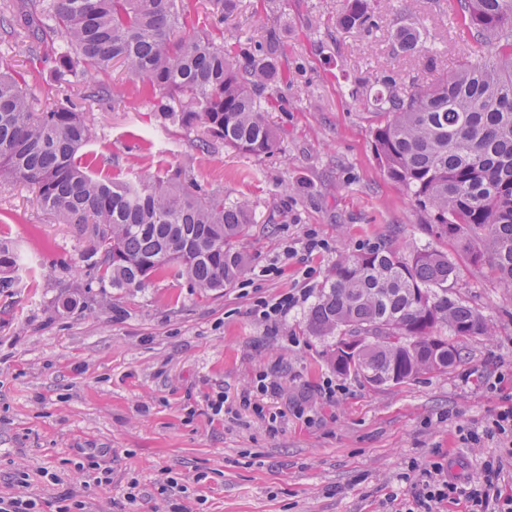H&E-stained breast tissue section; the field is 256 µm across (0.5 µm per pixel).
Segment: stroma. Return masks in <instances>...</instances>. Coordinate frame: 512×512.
Wrapping results in <instances>:
<instances>
[{"label": "stroma", "instance_id": "1", "mask_svg": "<svg viewBox=\"0 0 512 512\" xmlns=\"http://www.w3.org/2000/svg\"><path fill=\"white\" fill-rule=\"evenodd\" d=\"M346 5L241 0L226 19L227 42L276 40L288 72L266 114L277 148L260 157L160 126L121 68L104 79L118 94L93 98L94 79L58 83L50 63L0 34V63L28 72L36 108L67 99L85 112L91 149L114 176L149 181L182 168L203 193L248 200L255 219L240 244L247 271L223 290L162 278L101 288L83 259L90 230L41 209L32 188L0 183V239L26 261L19 287L0 291V497L24 493L40 512H59L68 491L84 512H398L413 505L406 474L436 462L463 483L504 454L505 441L476 446L467 433L512 406V288L435 233L373 143L385 77L406 93L466 62L457 2L382 0L364 31L337 26ZM402 28L419 30L426 55L399 50ZM309 231L327 248L302 264L287 250ZM427 247L455 259L451 293L492 329L457 338L463 358L448 370L384 386L340 376L332 339L308 330V304L274 324L252 312L261 297L317 293L342 254ZM272 264L279 274L261 276ZM263 373L276 390L241 406ZM327 379L339 387L332 402L317 394ZM220 396L232 416L212 411ZM85 448L101 450L111 482L78 470ZM169 475L185 493L161 494ZM133 483L142 496L132 503Z\"/></svg>", "mask_w": 512, "mask_h": 512}]
</instances>
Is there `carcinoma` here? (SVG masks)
I'll return each mask as SVG.
<instances>
[{"instance_id":"obj_1","label":"carcinoma","mask_w":512,"mask_h":512,"mask_svg":"<svg viewBox=\"0 0 512 512\" xmlns=\"http://www.w3.org/2000/svg\"><path fill=\"white\" fill-rule=\"evenodd\" d=\"M460 22L479 57L433 87L376 97L374 145L388 178L429 212L436 234L464 242L470 264L489 266L512 286V0H458ZM15 0L0 28L52 41L57 81L108 76L122 66L154 100L160 124L224 142L248 156L274 151L265 112L288 83L276 42L224 46V19L237 0ZM380 0H348L338 24L364 30ZM402 49L425 52L411 31ZM95 133L84 113L55 105L37 111L27 74L0 67V181L31 186L65 224L93 225L85 253L101 288H142L153 278L216 290L246 270L237 244L249 232L246 201L200 194L183 169L151 182L120 180L87 151ZM19 255L0 242V288L19 285ZM457 267L448 254L387 250L344 254L307 314L314 336L368 342L352 366L331 353L339 375L381 386L425 370H445L461 350L437 336L489 332L483 316L448 293Z\"/></svg>"}]
</instances>
